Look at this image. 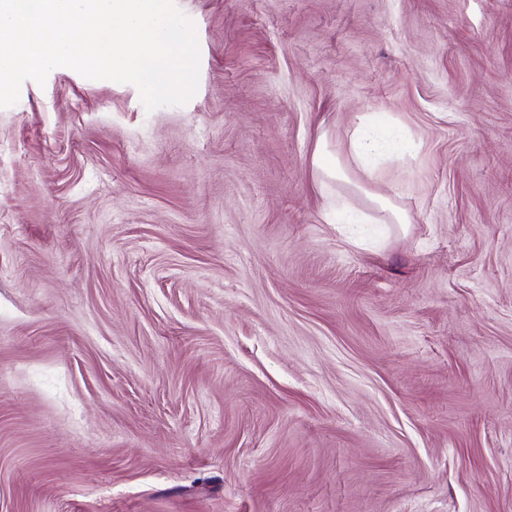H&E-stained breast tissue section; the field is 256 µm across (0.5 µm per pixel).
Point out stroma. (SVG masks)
<instances>
[{
  "instance_id": "obj_1",
  "label": "stroma",
  "mask_w": 512,
  "mask_h": 512,
  "mask_svg": "<svg viewBox=\"0 0 512 512\" xmlns=\"http://www.w3.org/2000/svg\"><path fill=\"white\" fill-rule=\"evenodd\" d=\"M175 4L0 108V512H512V0ZM368 120L362 117L351 136L352 158L366 176H372L382 155L378 141L367 134Z\"/></svg>"
}]
</instances>
